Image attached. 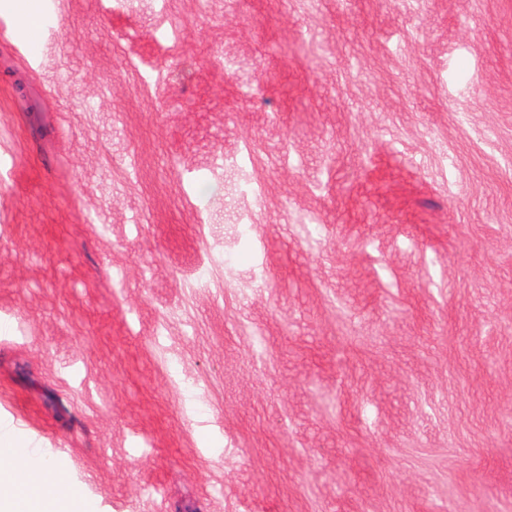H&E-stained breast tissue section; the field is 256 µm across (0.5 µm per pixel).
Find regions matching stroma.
I'll list each match as a JSON object with an SVG mask.
<instances>
[{
    "label": "stroma",
    "mask_w": 512,
    "mask_h": 512,
    "mask_svg": "<svg viewBox=\"0 0 512 512\" xmlns=\"http://www.w3.org/2000/svg\"><path fill=\"white\" fill-rule=\"evenodd\" d=\"M0 0V429L97 512H512V0Z\"/></svg>",
    "instance_id": "1"
}]
</instances>
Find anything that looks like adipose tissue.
Here are the masks:
<instances>
[{
  "instance_id": "obj_1",
  "label": "adipose tissue",
  "mask_w": 512,
  "mask_h": 512,
  "mask_svg": "<svg viewBox=\"0 0 512 512\" xmlns=\"http://www.w3.org/2000/svg\"><path fill=\"white\" fill-rule=\"evenodd\" d=\"M56 480L48 457L0 435V512H95L75 493H54Z\"/></svg>"
}]
</instances>
